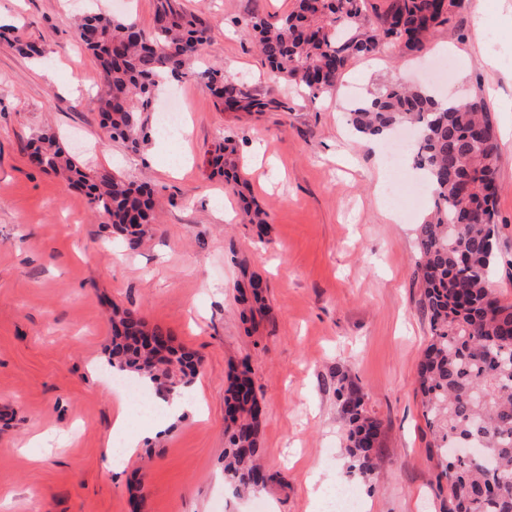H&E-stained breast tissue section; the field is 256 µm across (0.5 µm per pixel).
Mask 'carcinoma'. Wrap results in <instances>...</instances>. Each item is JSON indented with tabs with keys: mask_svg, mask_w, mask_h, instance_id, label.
I'll return each mask as SVG.
<instances>
[{
	"mask_svg": "<svg viewBox=\"0 0 512 512\" xmlns=\"http://www.w3.org/2000/svg\"><path fill=\"white\" fill-rule=\"evenodd\" d=\"M462 0H296L294 8L271 22L253 13L245 27L276 83L292 84L312 96L331 94L350 59L396 48L422 52L437 34L453 30ZM75 41L90 52L105 78V92L91 105L114 139L135 150L147 136V113L158 109L167 83L199 60L211 31L181 0H154L153 24L146 33L126 17L90 12L73 26ZM0 39L27 58L40 60L43 48L0 27ZM222 112L289 110L277 93L263 96L226 78L224 69L201 73ZM351 128L382 136L394 127L419 130L413 154L427 172L435 195L433 211L417 225L416 274L420 306L429 319L431 340L419 362L416 384L426 426L439 459L436 490L440 512H512V304L491 286L497 261L496 200L498 136L484 98L442 102L422 87L388 85L348 113ZM226 137L207 159L213 171L242 200L250 224L269 223V213L245 195L246 183ZM29 157L42 170L84 191L92 210L106 216L129 248L139 246L154 223L152 191L103 171L94 176L63 150L55 134L42 132L30 143ZM250 274L249 312L270 311ZM112 372L169 393L187 386L199 372L195 355L174 345L170 331L148 324L136 310L112 306ZM244 366L225 398L231 433L224 453V475L242 493H258L272 481L259 461L261 407ZM336 401L348 425L350 468L374 466L380 423L365 408L361 388L342 377ZM471 440L480 457L448 462L446 452Z\"/></svg>",
	"mask_w": 512,
	"mask_h": 512,
	"instance_id": "cac0c4a2",
	"label": "carcinoma"
}]
</instances>
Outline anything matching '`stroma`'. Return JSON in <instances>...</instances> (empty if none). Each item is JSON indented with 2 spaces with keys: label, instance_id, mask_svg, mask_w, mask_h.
Returning a JSON list of instances; mask_svg holds the SVG:
<instances>
[{
  "label": "stroma",
  "instance_id": "35a3bbf8",
  "mask_svg": "<svg viewBox=\"0 0 512 512\" xmlns=\"http://www.w3.org/2000/svg\"><path fill=\"white\" fill-rule=\"evenodd\" d=\"M210 26L206 63L254 90L277 87L286 112L219 111L200 75L176 81L188 135L153 138L138 152L110 138L90 101L104 88L95 59L72 39L74 14L95 6L151 29L153 0H0V25L36 41L38 64L0 40V512H315L307 477L355 487L364 512H438L416 374L430 340L414 277L415 228L432 193L390 199L376 188L383 168L351 131L352 101L395 83H429L423 64L448 59L440 93L486 96L500 154L498 298L512 303V0H465L456 32L421 58L381 53L352 59L330 99L303 101L274 85L243 24L253 11L277 19L294 0H184ZM494 24L487 42L474 18ZM56 134L87 172L145 183L156 222L136 249L113 239L83 191L34 167L28 143ZM237 145L240 170L271 214L265 231L216 219L238 198L210 176L207 150ZM185 158L172 175L171 152ZM397 219L389 221L386 211ZM261 275L271 314L240 316L241 266ZM138 310L200 360L202 412L161 431L133 418L141 438L123 468L103 454L117 391L108 381L111 304ZM264 411L259 448L275 480L254 497L224 479L225 390L241 363ZM365 394L381 425L377 465L349 472L338 376Z\"/></svg>",
  "mask_w": 512,
  "mask_h": 512
}]
</instances>
